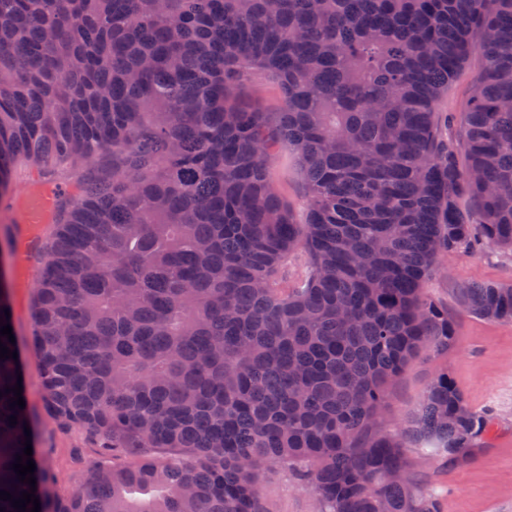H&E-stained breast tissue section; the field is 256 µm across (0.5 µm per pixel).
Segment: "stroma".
I'll use <instances>...</instances> for the list:
<instances>
[{
    "label": "stroma",
    "instance_id": "35a3bbf8",
    "mask_svg": "<svg viewBox=\"0 0 512 512\" xmlns=\"http://www.w3.org/2000/svg\"><path fill=\"white\" fill-rule=\"evenodd\" d=\"M477 60H470L443 95L439 110L447 114L454 137L462 135V108L471 94ZM275 189L295 218L304 215L306 189L293 152L281 149L270 169ZM17 255H6L12 288L13 322L22 357L27 401L36 418L34 446L37 459L55 477L54 490L67 495L76 480L103 459L99 439L76 425L51 418L42 401L38 361L31 346L30 306L33 291L21 287ZM512 283V252L486 246L440 257L435 273L425 282L426 295L447 308L457 339L447 356L425 350L411 359L390 390L381 421L400 430L406 416L421 403L436 373L447 370L476 412L490 411L499 425L485 453L474 463L449 467L426 455L425 440L406 443V455L425 489L436 496L441 512H512V324L489 321L467 313L461 288L475 283ZM270 512H318L314 494L302 486L291 470L270 466L261 484Z\"/></svg>",
    "mask_w": 512,
    "mask_h": 512
}]
</instances>
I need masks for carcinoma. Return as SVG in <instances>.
I'll return each mask as SVG.
<instances>
[{
  "instance_id": "obj_1",
  "label": "carcinoma",
  "mask_w": 512,
  "mask_h": 512,
  "mask_svg": "<svg viewBox=\"0 0 512 512\" xmlns=\"http://www.w3.org/2000/svg\"><path fill=\"white\" fill-rule=\"evenodd\" d=\"M473 57L462 165L435 103ZM261 80L278 111L243 99ZM284 145L301 221L270 178ZM20 158L90 165L39 249L32 347L47 413L129 458L64 498L35 465L40 512H269L267 464L319 512H440L404 440L486 450L495 415L446 371L400 433L379 419L413 356L455 344L423 293L437 259L512 251V0H0V197ZM461 295L512 323V284ZM20 372L0 359L15 499Z\"/></svg>"
}]
</instances>
